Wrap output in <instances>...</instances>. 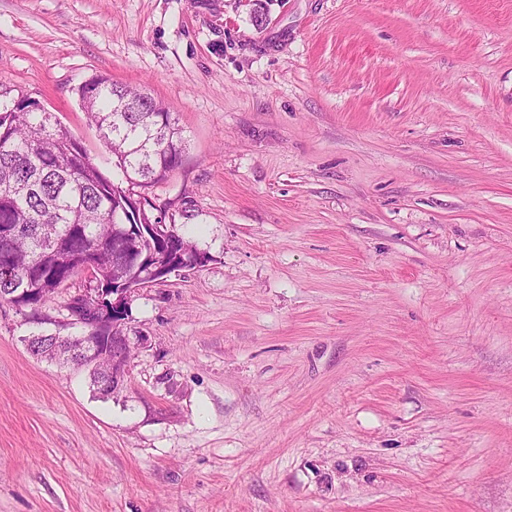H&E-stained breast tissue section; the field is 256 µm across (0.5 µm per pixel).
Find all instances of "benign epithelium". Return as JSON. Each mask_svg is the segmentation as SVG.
Instances as JSON below:
<instances>
[{
  "instance_id": "1",
  "label": "benign epithelium",
  "mask_w": 512,
  "mask_h": 512,
  "mask_svg": "<svg viewBox=\"0 0 512 512\" xmlns=\"http://www.w3.org/2000/svg\"><path fill=\"white\" fill-rule=\"evenodd\" d=\"M115 230L112 249L125 254L127 264L137 268L138 276L132 279L122 270L112 272V284L116 288L112 289L111 306L105 305L104 296H94V289L89 288L68 299L65 304L68 319L57 331L25 339L27 350L34 356H40L39 350L43 344L51 343L60 350L63 363L79 369H90L101 357H109L107 384L112 386L114 393L122 390L126 384L127 352L131 339L122 327L120 316L127 311L130 295L144 283L165 282L170 275L200 267L205 262V256L200 252L189 260L182 259L178 264L169 261L165 243L170 230L166 224H118ZM81 308L88 311L87 316L96 329L109 333L107 343H97L88 335L81 336V341L76 343L71 336L63 334L68 326L87 328L85 315L79 312Z\"/></svg>"
}]
</instances>
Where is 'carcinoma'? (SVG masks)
Listing matches in <instances>:
<instances>
[{"label": "carcinoma", "mask_w": 512, "mask_h": 512, "mask_svg": "<svg viewBox=\"0 0 512 512\" xmlns=\"http://www.w3.org/2000/svg\"><path fill=\"white\" fill-rule=\"evenodd\" d=\"M86 118L121 178L103 172L50 112L0 101V300L39 311L55 294L14 298L21 288H57L96 262L112 282V231L145 224L128 205L134 188L165 179L182 163V130L148 94L95 77L82 86Z\"/></svg>", "instance_id": "carcinoma-1"}]
</instances>
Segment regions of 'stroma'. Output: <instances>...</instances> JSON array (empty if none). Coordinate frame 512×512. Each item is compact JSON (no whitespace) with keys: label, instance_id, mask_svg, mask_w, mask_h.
I'll list each match as a JSON object with an SVG mask.
<instances>
[{"label":"stroma","instance_id":"stroma-1","mask_svg":"<svg viewBox=\"0 0 512 512\" xmlns=\"http://www.w3.org/2000/svg\"><path fill=\"white\" fill-rule=\"evenodd\" d=\"M0 0V99L103 170L78 87L149 93L146 188L205 266L146 283L127 385L0 301V512H512V0Z\"/></svg>","mask_w":512,"mask_h":512}]
</instances>
